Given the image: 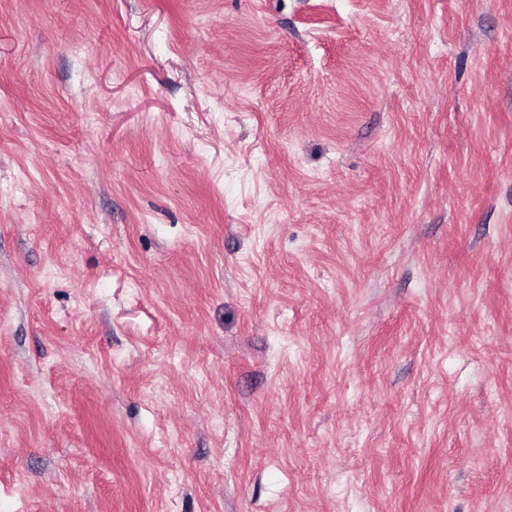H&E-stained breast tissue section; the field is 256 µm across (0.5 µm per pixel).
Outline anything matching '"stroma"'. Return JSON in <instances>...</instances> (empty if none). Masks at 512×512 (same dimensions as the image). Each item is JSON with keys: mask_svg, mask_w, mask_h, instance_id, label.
Here are the masks:
<instances>
[{"mask_svg": "<svg viewBox=\"0 0 512 512\" xmlns=\"http://www.w3.org/2000/svg\"><path fill=\"white\" fill-rule=\"evenodd\" d=\"M0 512H512V0H0Z\"/></svg>", "mask_w": 512, "mask_h": 512, "instance_id": "obj_1", "label": "stroma"}]
</instances>
